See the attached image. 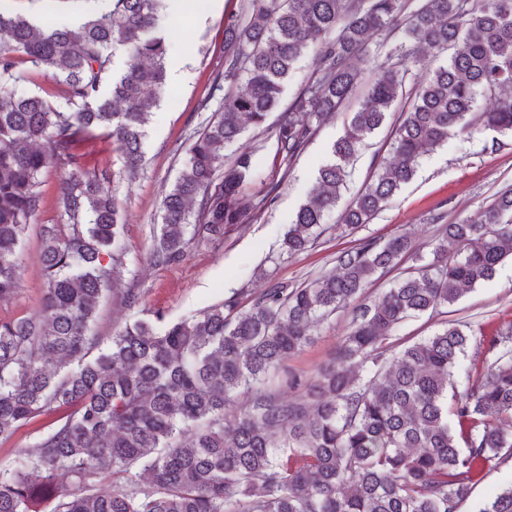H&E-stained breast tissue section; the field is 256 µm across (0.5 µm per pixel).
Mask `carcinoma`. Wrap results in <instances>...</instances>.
I'll return each mask as SVG.
<instances>
[{
  "instance_id": "1",
  "label": "carcinoma",
  "mask_w": 512,
  "mask_h": 512,
  "mask_svg": "<svg viewBox=\"0 0 512 512\" xmlns=\"http://www.w3.org/2000/svg\"><path fill=\"white\" fill-rule=\"evenodd\" d=\"M164 0H109L79 26H36L0 14V302L19 292L18 249L44 206L42 176L60 184L61 223L44 224L39 308L0 318V443L55 415L27 448L0 459V512H458L470 490L512 459V324L483 333L455 390L469 326L443 323L390 360L385 347L409 318L435 313L512 258V189L474 217L444 223L430 258L357 303L367 284L416 254L403 233L365 239L336 256V269L306 284H272L251 305L233 293L189 318L136 321L103 337L93 330L110 292L127 308L134 288L113 287L124 225L112 171L90 166L81 145L113 138L126 172L137 173L145 126L166 84ZM384 58L329 160L283 237L304 252L325 232L349 167L411 82L414 100L393 127L395 160L340 215L356 229L385 209L420 157L456 131L512 133V0H248L224 17V80L232 92L203 131L163 200L150 249L156 266L182 264L190 241H221L258 217L280 183L249 193L253 153L224 149L279 111L277 150L290 163L321 122L355 93L350 60ZM129 60L114 72L112 49ZM453 53L435 63L425 50ZM318 62L285 108L294 64ZM29 63L64 98L15 95ZM481 95L490 106L475 112ZM455 254L448 256V245ZM352 306L333 360L308 380L285 372L286 397L268 385L336 311ZM246 395L239 414L224 410ZM476 512H512V487Z\"/></svg>"
}]
</instances>
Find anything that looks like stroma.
Listing matches in <instances>:
<instances>
[{
	"mask_svg": "<svg viewBox=\"0 0 512 512\" xmlns=\"http://www.w3.org/2000/svg\"><path fill=\"white\" fill-rule=\"evenodd\" d=\"M243 0H221L211 8L201 0H172L160 23L174 30L167 62V92L146 126L144 159L135 179H128L122 161L107 139L94 141L93 160L109 165L112 192L125 226L122 237L123 265L119 287L137 288L144 303L134 309L105 297L95 330L109 336L138 320L164 318L175 322L241 293L251 302L271 283L300 285L330 271L340 251L359 240L386 241L398 232L411 236L421 256H428V242L436 234L431 212L444 211L446 223H458L488 206L504 188L512 186V135L483 130L473 135L455 133L447 143L425 155L413 179L370 224L348 230L338 214L326 219L327 230L306 252L288 257L281 242L298 208L315 182L319 167L342 134L358 104L351 99L337 114L324 121L291 166H284L273 133L277 116L269 114L262 128H248L241 145L254 152L253 190H262L279 180L275 199L257 218L234 226L220 243H191L186 260L174 267L149 265L147 258L161 224L162 201L186 158L189 139L202 130L217 112L223 91L214 79L224 70V17L240 10ZM102 0H64L46 10L41 0H0V13L27 10L42 22L77 21L80 15L97 12ZM394 158L391 129L383 127L369 140L355 160L349 193L364 187L377 169ZM65 171L51 168L43 177L45 206L30 224L19 248L21 289L10 302L0 305V314L24 315L37 309L42 297L41 227L59 220L60 181ZM512 319V260L500 264L493 277L476 286L456 303L441 308L438 316L407 320L396 332L392 351L437 333L443 322L463 321L471 326H495ZM350 321L343 309L320 327L312 342L290 366L313 376L328 363L345 335Z\"/></svg>",
	"mask_w": 512,
	"mask_h": 512,
	"instance_id": "35a3bbf8",
	"label": "stroma"
}]
</instances>
